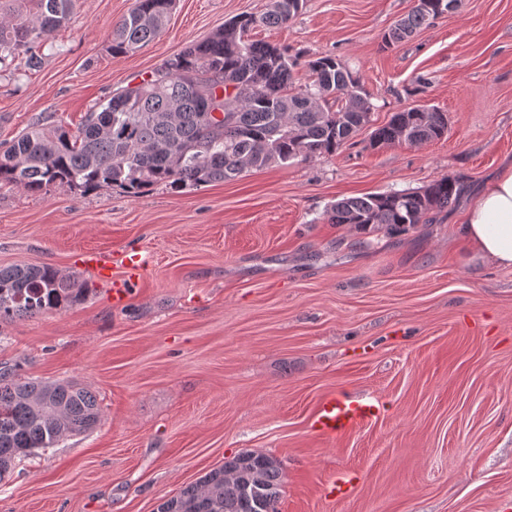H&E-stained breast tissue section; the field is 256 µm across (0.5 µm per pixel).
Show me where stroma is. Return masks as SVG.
Wrapping results in <instances>:
<instances>
[{
	"instance_id": "1",
	"label": "stroma",
	"mask_w": 512,
	"mask_h": 512,
	"mask_svg": "<svg viewBox=\"0 0 512 512\" xmlns=\"http://www.w3.org/2000/svg\"><path fill=\"white\" fill-rule=\"evenodd\" d=\"M269 0H177L137 52L109 50L134 0H77L38 66L0 68V146L33 123L77 130L113 91ZM413 0H304L252 39L298 59L344 62L370 95L368 129L333 155L199 188L131 197L0 188V266L49 264L88 287L59 311L0 322V363L25 378L95 393L97 426L21 459L0 512H157L225 459L280 461L279 512H512V268L480 260L458 218L512 163V0H459L412 37L382 36ZM417 104L447 112V134L370 147L372 128ZM459 176L455 207L399 236L325 220L339 200ZM139 251L123 304L85 252ZM385 410L328 441L309 419L327 395ZM354 474L331 499L324 489Z\"/></svg>"
}]
</instances>
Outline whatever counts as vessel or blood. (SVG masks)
Instances as JSON below:
<instances>
[{"label": "vessel or blood", "mask_w": 512, "mask_h": 512, "mask_svg": "<svg viewBox=\"0 0 512 512\" xmlns=\"http://www.w3.org/2000/svg\"><path fill=\"white\" fill-rule=\"evenodd\" d=\"M83 264L95 270L100 276L111 279L112 299L118 304L127 296L133 277L140 275L145 267L144 259L133 251L113 255L89 253L84 256ZM117 266L126 269V277H113L112 270ZM382 410L383 407L378 400L370 396H328L316 405L310 417V427L319 437L333 439L339 434L372 422L381 415Z\"/></svg>", "instance_id": "1"}]
</instances>
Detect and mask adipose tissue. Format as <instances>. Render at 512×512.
Returning <instances> with one entry per match:
<instances>
[{"label": "adipose tissue", "instance_id": "ef3b65f1", "mask_svg": "<svg viewBox=\"0 0 512 512\" xmlns=\"http://www.w3.org/2000/svg\"><path fill=\"white\" fill-rule=\"evenodd\" d=\"M460 236L483 260L512 268V166L502 168L480 189L464 213Z\"/></svg>", "mask_w": 512, "mask_h": 512}]
</instances>
